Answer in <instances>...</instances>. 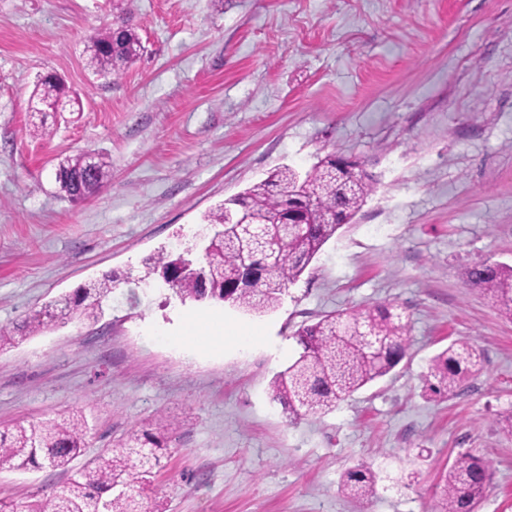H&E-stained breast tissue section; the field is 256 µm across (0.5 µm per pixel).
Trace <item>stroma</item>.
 I'll list each match as a JSON object with an SVG mask.
<instances>
[{"instance_id": "35a3bbf8", "label": "stroma", "mask_w": 512, "mask_h": 512, "mask_svg": "<svg viewBox=\"0 0 512 512\" xmlns=\"http://www.w3.org/2000/svg\"><path fill=\"white\" fill-rule=\"evenodd\" d=\"M145 47L122 75L85 65L110 0H0V326L115 272L139 278L224 199L288 165L359 163L373 191L275 311L116 289L97 322L0 350V430L70 409L90 433L70 471H0V500L48 503L71 470L130 432L168 428L145 512H435L458 453L492 468L480 512H512V321L464 283L512 264V0H132ZM65 111H31L40 76ZM112 178L70 202L66 157ZM401 306L407 357L316 417L289 420L269 384L294 332L329 313ZM219 320L222 331L210 328ZM485 355L459 395L424 376L453 341ZM379 476L367 501L342 473ZM377 482V475L372 468L361 463L342 475L339 490L351 499L364 500L375 494Z\"/></svg>"}]
</instances>
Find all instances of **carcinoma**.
<instances>
[{"label":"carcinoma","mask_w":512,"mask_h":512,"mask_svg":"<svg viewBox=\"0 0 512 512\" xmlns=\"http://www.w3.org/2000/svg\"><path fill=\"white\" fill-rule=\"evenodd\" d=\"M143 48L133 10L123 7L112 26L90 37L88 67L112 79ZM68 95L64 82L46 75L38 80L32 99L35 112H60ZM112 177L111 164L95 156L87 168L86 155L59 164L55 180L73 200L97 192ZM372 191L362 171L344 166L342 159L319 161L305 174L282 166L236 198L223 201L205 217L212 235L199 260V274L176 276L189 261L191 248L173 255L161 250L149 258L137 284L147 285L158 274H173L170 290L183 302L231 304L245 312L263 314L278 308L288 285L299 280L323 246L361 209ZM299 211L305 224L287 239L275 237L278 216ZM466 283L490 297L500 313L512 320V266L475 264L466 271ZM121 284L110 274L30 314L22 323L0 327V348L36 335L55 323L96 321L103 303ZM298 354L270 382L273 401L288 417L322 415L354 392L389 375L406 357L409 323L394 305H374L323 316L294 332ZM481 355L467 341L451 343L431 360L425 375L427 390L450 397L463 377L478 373ZM88 423L80 411L37 424H17L0 431V470L47 467L66 469L86 448ZM167 445L160 434L131 432L119 446L100 454L55 495L52 512H140L151 486L153 471L161 467ZM491 481L489 465L470 452L456 456L441 476L438 512H478ZM377 475L364 463L349 468L339 490L354 500L376 492Z\"/></svg>","instance_id":"cac0c4a2"}]
</instances>
